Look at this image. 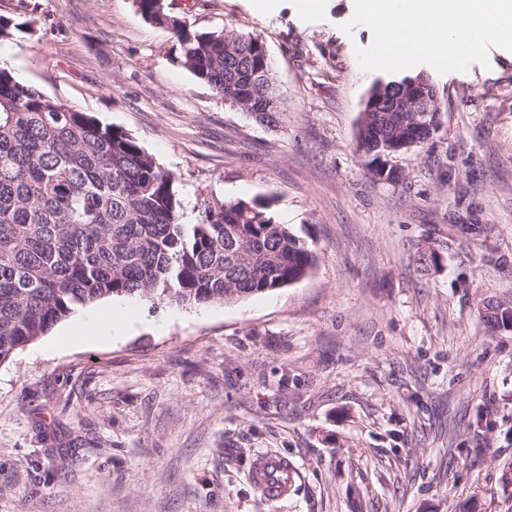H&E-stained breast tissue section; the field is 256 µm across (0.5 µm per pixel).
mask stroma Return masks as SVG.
<instances>
[{
	"label": "stroma",
	"instance_id": "35a3bbf8",
	"mask_svg": "<svg viewBox=\"0 0 512 512\" xmlns=\"http://www.w3.org/2000/svg\"><path fill=\"white\" fill-rule=\"evenodd\" d=\"M201 30L261 40L287 98L259 124L173 61L171 30L133 0H0L34 33L4 68L132 133L199 200L271 202L318 256L286 288L227 304L113 297L0 364V512H512V52L438 73L442 126L374 178L355 150L371 31L350 0H167ZM430 248L435 262L420 259ZM125 311L108 344L82 316ZM297 470L267 500L253 460ZM509 308L510 307L507 304H503L497 300L489 299L487 301H482L480 314H482L485 322L492 329H500L502 327L504 330H506L509 327L505 318V312ZM499 309H502L501 314L498 312Z\"/></svg>",
	"mask_w": 512,
	"mask_h": 512
}]
</instances>
